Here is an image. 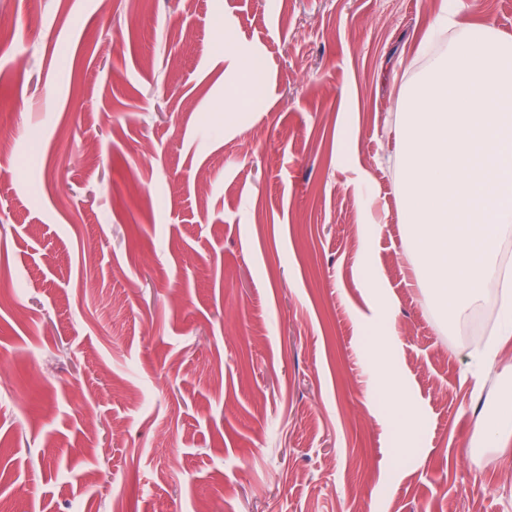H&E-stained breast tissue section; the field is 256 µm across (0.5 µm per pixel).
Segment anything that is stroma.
Segmentation results:
<instances>
[{
	"mask_svg": "<svg viewBox=\"0 0 512 512\" xmlns=\"http://www.w3.org/2000/svg\"><path fill=\"white\" fill-rule=\"evenodd\" d=\"M434 5L0 0L10 512H512V436L477 429L512 336L441 324L405 244L395 151L448 44L417 52ZM457 20L512 39V0ZM240 54L263 106L229 112Z\"/></svg>",
	"mask_w": 512,
	"mask_h": 512,
	"instance_id": "1",
	"label": "stroma"
}]
</instances>
